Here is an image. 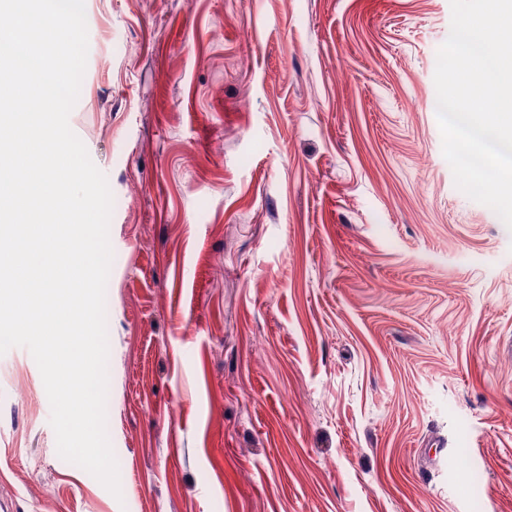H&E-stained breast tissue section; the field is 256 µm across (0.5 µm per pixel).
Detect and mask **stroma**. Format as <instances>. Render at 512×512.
Listing matches in <instances>:
<instances>
[{"label": "stroma", "mask_w": 512, "mask_h": 512, "mask_svg": "<svg viewBox=\"0 0 512 512\" xmlns=\"http://www.w3.org/2000/svg\"><path fill=\"white\" fill-rule=\"evenodd\" d=\"M107 432L0 355L13 512H512V231L455 185L450 0H85ZM450 451L431 462L432 438Z\"/></svg>", "instance_id": "obj_1"}]
</instances>
